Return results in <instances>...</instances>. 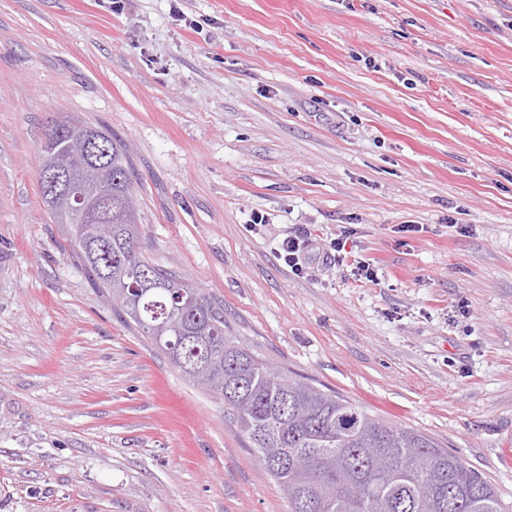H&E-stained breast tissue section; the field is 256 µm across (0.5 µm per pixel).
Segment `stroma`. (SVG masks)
Segmentation results:
<instances>
[{"label": "stroma", "instance_id": "obj_1", "mask_svg": "<svg viewBox=\"0 0 512 512\" xmlns=\"http://www.w3.org/2000/svg\"><path fill=\"white\" fill-rule=\"evenodd\" d=\"M68 115L128 144L140 253L229 335L512 512V0H0V512H288L46 214ZM313 247L314 244L310 234L301 227L292 231L290 235L284 238L276 252L288 267L299 274L302 271L300 262L306 260Z\"/></svg>", "mask_w": 512, "mask_h": 512}]
</instances>
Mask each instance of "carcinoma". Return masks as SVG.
Here are the masks:
<instances>
[{
  "instance_id": "1",
  "label": "carcinoma",
  "mask_w": 512,
  "mask_h": 512,
  "mask_svg": "<svg viewBox=\"0 0 512 512\" xmlns=\"http://www.w3.org/2000/svg\"><path fill=\"white\" fill-rule=\"evenodd\" d=\"M112 144V238L99 248L92 225L75 212L68 239L93 287L109 292L154 282L139 304H120L127 326L168 355L189 383L217 381L209 395L224 404L261 469L282 489L290 512H505L494 487L457 455L426 436L393 426L365 408L291 379L224 332V305L137 249L138 225L127 223L134 195L126 143ZM303 455L297 478L272 461Z\"/></svg>"
}]
</instances>
